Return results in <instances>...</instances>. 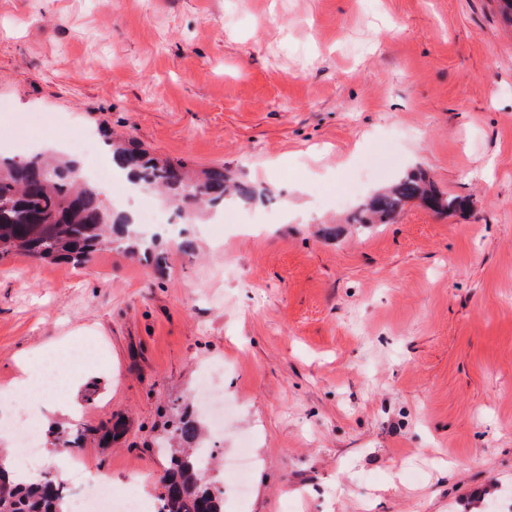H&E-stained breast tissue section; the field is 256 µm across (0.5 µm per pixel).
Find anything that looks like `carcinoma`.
<instances>
[{
	"label": "carcinoma",
	"mask_w": 512,
	"mask_h": 512,
	"mask_svg": "<svg viewBox=\"0 0 512 512\" xmlns=\"http://www.w3.org/2000/svg\"><path fill=\"white\" fill-rule=\"evenodd\" d=\"M104 144L113 167L129 171L134 184L164 195L179 210L190 207L189 215L197 208L212 209L233 198L251 200L257 195L253 185L231 179L222 166L195 170L182 163L159 161L132 139L107 135ZM414 200L435 212L470 206L469 200L445 196L426 175L412 172L377 192L353 216V223L389 224ZM131 224L128 216L114 213L98 186L83 178L76 162L43 152L19 161L0 156V259L19 253L80 265L117 237L145 259L164 264L166 256L129 230ZM82 437L80 431H57L55 446L73 452ZM202 440L199 422L183 418L172 436L160 441L171 463L158 497L160 512H224L207 477L208 463L196 453ZM1 459L0 455V508L6 512H63L66 492L59 482L48 478L13 482Z\"/></svg>",
	"instance_id": "obj_1"
}]
</instances>
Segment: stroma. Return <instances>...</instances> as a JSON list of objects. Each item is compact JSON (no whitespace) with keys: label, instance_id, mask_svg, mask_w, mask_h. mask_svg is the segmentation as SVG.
Returning <instances> with one entry per match:
<instances>
[{"label":"stroma","instance_id":"35a3bbf8","mask_svg":"<svg viewBox=\"0 0 512 512\" xmlns=\"http://www.w3.org/2000/svg\"><path fill=\"white\" fill-rule=\"evenodd\" d=\"M0 133H130L265 200L80 266L0 259V388L104 348L75 456L143 499L157 445L231 360L220 445L252 435L242 512H489L512 495V30L496 0H0ZM467 213L350 223L409 171ZM122 433L109 438L113 423Z\"/></svg>","mask_w":512,"mask_h":512}]
</instances>
